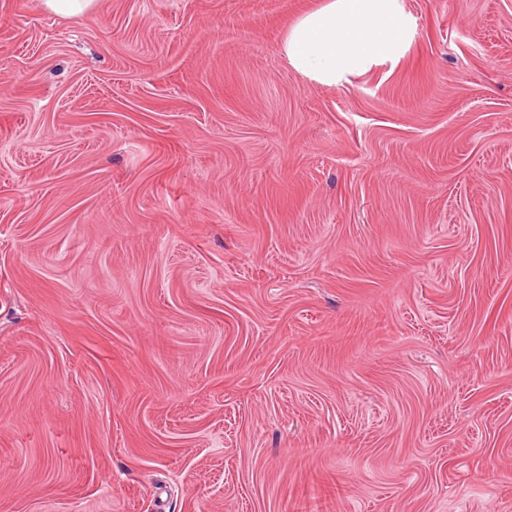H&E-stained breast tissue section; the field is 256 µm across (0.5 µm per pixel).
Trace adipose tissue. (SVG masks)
Here are the masks:
<instances>
[{
    "label": "adipose tissue",
    "instance_id": "1",
    "mask_svg": "<svg viewBox=\"0 0 512 512\" xmlns=\"http://www.w3.org/2000/svg\"><path fill=\"white\" fill-rule=\"evenodd\" d=\"M413 37L404 0H325L289 28L282 52L296 72L333 85L395 66Z\"/></svg>",
    "mask_w": 512,
    "mask_h": 512
}]
</instances>
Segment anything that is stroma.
I'll use <instances>...</instances> for the list:
<instances>
[{
  "label": "stroma",
  "mask_w": 512,
  "mask_h": 512,
  "mask_svg": "<svg viewBox=\"0 0 512 512\" xmlns=\"http://www.w3.org/2000/svg\"><path fill=\"white\" fill-rule=\"evenodd\" d=\"M0 0V512H512V0ZM46 9L67 17H80L92 11L96 0H43ZM413 37L403 0H326L288 29L282 53L296 72L336 85L374 67L395 66Z\"/></svg>",
  "instance_id": "35a3bbf8"
}]
</instances>
